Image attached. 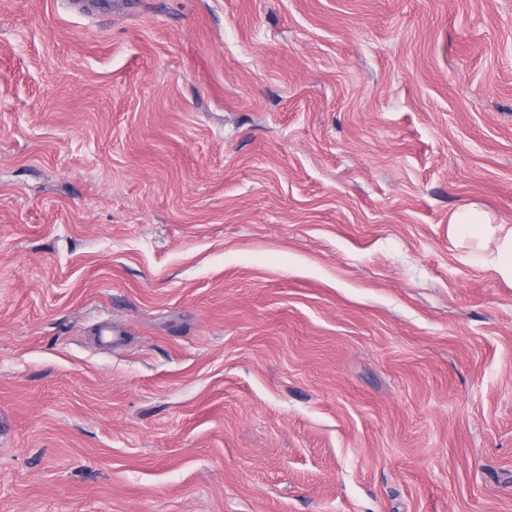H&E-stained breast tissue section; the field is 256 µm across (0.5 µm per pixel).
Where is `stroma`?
<instances>
[{
  "label": "stroma",
  "instance_id": "35a3bbf8",
  "mask_svg": "<svg viewBox=\"0 0 512 512\" xmlns=\"http://www.w3.org/2000/svg\"><path fill=\"white\" fill-rule=\"evenodd\" d=\"M89 7L0 0V512H512V0ZM449 234L475 249L479 260L506 283L512 284V225L496 224L477 204L450 213Z\"/></svg>",
  "mask_w": 512,
  "mask_h": 512
}]
</instances>
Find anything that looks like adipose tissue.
Instances as JSON below:
<instances>
[{
	"mask_svg": "<svg viewBox=\"0 0 512 512\" xmlns=\"http://www.w3.org/2000/svg\"><path fill=\"white\" fill-rule=\"evenodd\" d=\"M448 232L475 249L480 261L512 284V225L496 223L482 207L471 204L450 213Z\"/></svg>",
	"mask_w": 512,
	"mask_h": 512,
	"instance_id": "adipose-tissue-1",
	"label": "adipose tissue"
}]
</instances>
